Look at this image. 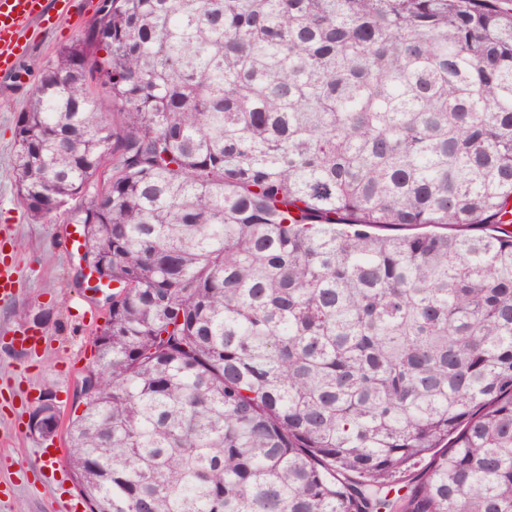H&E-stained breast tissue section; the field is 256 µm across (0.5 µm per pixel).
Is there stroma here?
<instances>
[{"instance_id": "35a3bbf8", "label": "stroma", "mask_w": 512, "mask_h": 512, "mask_svg": "<svg viewBox=\"0 0 512 512\" xmlns=\"http://www.w3.org/2000/svg\"><path fill=\"white\" fill-rule=\"evenodd\" d=\"M98 3L79 2L71 20L32 31L22 84L0 81V240L15 279L12 298L0 302V512H61L63 497L77 493L64 469V433L50 442L33 434L29 411L43 398L70 412L82 373L97 353L103 309L75 284L69 207L48 221L33 218L17 195L12 161L17 115L41 77V65L83 35ZM34 326L42 336L37 352L16 353L12 336Z\"/></svg>"}]
</instances>
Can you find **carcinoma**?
Segmentation results:
<instances>
[{"label": "carcinoma", "mask_w": 512, "mask_h": 512, "mask_svg": "<svg viewBox=\"0 0 512 512\" xmlns=\"http://www.w3.org/2000/svg\"><path fill=\"white\" fill-rule=\"evenodd\" d=\"M110 324L89 512H512V12L100 0L15 126Z\"/></svg>", "instance_id": "cac0c4a2"}]
</instances>
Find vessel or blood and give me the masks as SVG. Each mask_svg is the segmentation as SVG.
Wrapping results in <instances>:
<instances>
[{"label":"vessel or blood","mask_w":512,"mask_h":512,"mask_svg":"<svg viewBox=\"0 0 512 512\" xmlns=\"http://www.w3.org/2000/svg\"><path fill=\"white\" fill-rule=\"evenodd\" d=\"M73 0H0V73L17 74L32 25L48 27L69 16Z\"/></svg>","instance_id":"obj_1"}]
</instances>
